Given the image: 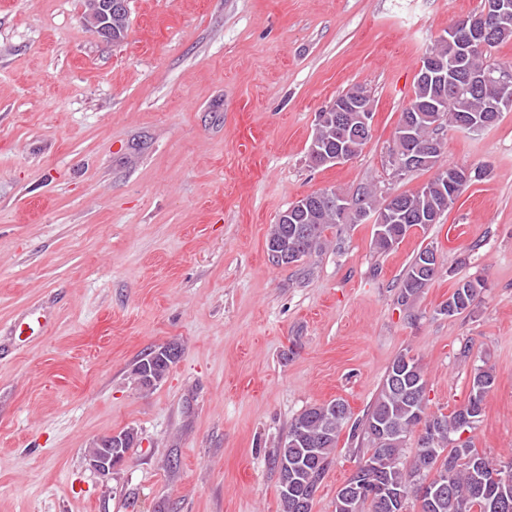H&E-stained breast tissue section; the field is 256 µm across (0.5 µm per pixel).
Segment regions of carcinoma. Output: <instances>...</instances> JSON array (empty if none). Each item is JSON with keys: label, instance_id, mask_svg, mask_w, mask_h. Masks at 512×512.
I'll return each mask as SVG.
<instances>
[{"label": "carcinoma", "instance_id": "cac0c4a2", "mask_svg": "<svg viewBox=\"0 0 512 512\" xmlns=\"http://www.w3.org/2000/svg\"><path fill=\"white\" fill-rule=\"evenodd\" d=\"M129 11H112L109 29L119 42L128 29ZM512 40V14L498 29L497 35L464 58H458L448 42L441 39L431 49L448 61V82L445 85L414 86L412 103L432 95L443 97L442 111L438 117L424 113L414 129L419 144L437 140L445 127L471 132V127L484 122L487 101L483 93L473 88L461 93L453 90L450 82L463 72H477L493 65L492 49ZM320 111L308 148L310 163L322 166L315 150L333 144L334 123L321 118ZM459 166L442 161V154L421 167L434 171L432 178L420 188L402 193L407 212L417 216L430 214L443 217L454 205L462 191L480 176L479 169L470 170L467 180L455 186L444 183V176ZM357 195L363 197L365 207L376 215L374 245L381 253L395 248L408 234L412 222L401 223L389 219L392 202L378 198L377 185L370 182L361 187ZM341 223L336 210L319 206L307 214L299 209L288 215V223L274 224L269 233L273 241H288V260L284 264L298 263L324 245L326 232ZM422 256H416L400 283L399 299L407 305L414 301L436 277L437 272L421 268ZM485 283L482 280H462L449 295L460 314L470 309ZM151 353L144 354L134 364L133 372L140 387L151 389L168 375L172 364L162 360L149 362ZM406 354L397 356L387 369L379 391L352 432L361 445L367 448L358 465L359 480L372 488L381 484L399 490L400 496L389 507L375 498H364L355 503L353 512H405L407 499L415 497L421 512H512V482L506 484L492 480L501 473L503 465L478 452L467 442L456 437L479 421L485 410V399L495 384L493 369L476 368L469 382L467 401L448 415H430L426 406V378L422 364L414 359L408 362L405 372H400V362ZM351 418L349 404L343 399L314 404L306 408L290 425L286 444L279 445L273 465L281 460L288 462L286 471H277L279 504L281 512H311L314 495L331 462L332 454L343 429ZM422 427L417 439L415 461L412 468H405L402 455L406 439Z\"/></svg>", "mask_w": 512, "mask_h": 512}]
</instances>
